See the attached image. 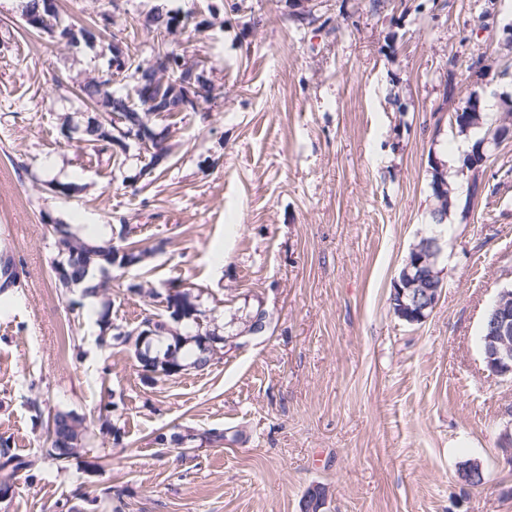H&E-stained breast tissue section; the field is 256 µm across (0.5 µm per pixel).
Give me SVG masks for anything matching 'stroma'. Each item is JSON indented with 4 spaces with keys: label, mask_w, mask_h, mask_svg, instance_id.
<instances>
[{
    "label": "stroma",
    "mask_w": 512,
    "mask_h": 512,
    "mask_svg": "<svg viewBox=\"0 0 512 512\" xmlns=\"http://www.w3.org/2000/svg\"><path fill=\"white\" fill-rule=\"evenodd\" d=\"M121 0L109 32L73 48L0 8V258L18 286L0 294V438L36 459L0 512H300L325 486V512H512V380L491 375L482 321L512 285V139L489 153L469 212L433 226L432 161L458 198L467 137L450 126L471 81L449 76L512 24V0ZM192 16L173 35L214 96L164 112L166 158L135 139L97 152L78 96L113 39L150 64L147 19ZM164 241L146 265L111 272L113 325L160 310L139 283L199 291L209 329L238 346L207 371L144 382L126 346L99 347L81 288L59 287L49 225ZM440 238L439 301L409 324L389 295L414 244ZM266 314L245 334L243 319ZM83 415L90 441L47 457L32 400ZM107 412L118 436L100 434ZM223 429L220 446L160 450L158 434ZM479 463L486 482L458 470ZM82 489L87 500L73 497Z\"/></svg>",
    "instance_id": "35a3bbf8"
}]
</instances>
